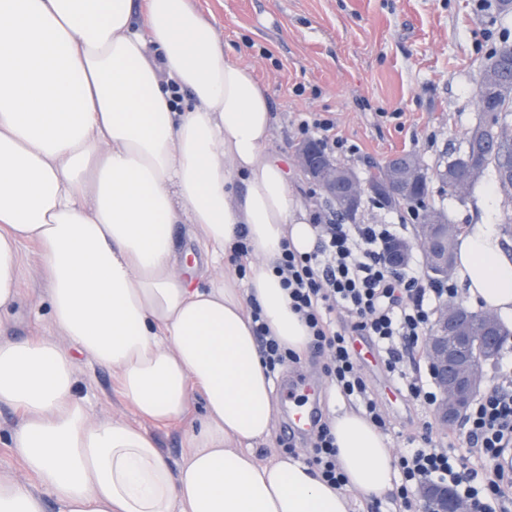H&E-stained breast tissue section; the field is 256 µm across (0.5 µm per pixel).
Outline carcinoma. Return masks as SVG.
Wrapping results in <instances>:
<instances>
[{
    "instance_id": "carcinoma-1",
    "label": "carcinoma",
    "mask_w": 512,
    "mask_h": 512,
    "mask_svg": "<svg viewBox=\"0 0 512 512\" xmlns=\"http://www.w3.org/2000/svg\"><path fill=\"white\" fill-rule=\"evenodd\" d=\"M479 74L485 81L483 94L476 95L480 112L478 122L470 127L463 136L461 146L448 151V159L435 169L438 183L448 197L464 200L489 171L493 172L491 182L498 192L501 185V159L512 161V146L505 147L496 142L497 131L509 125L512 117V97L499 96L498 102L491 106L488 99L494 89L500 85H512V65L505 63L502 49L495 46L485 52L478 65ZM474 173L464 192L457 191L454 174L466 168ZM389 209L405 210L416 216L418 224H448L450 220L444 207L438 206L430 198V184L424 186L410 199L387 205Z\"/></svg>"
}]
</instances>
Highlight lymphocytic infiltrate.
<instances>
[{
  "label": "lymphocytic infiltrate",
  "instance_id": "lymphocytic-infiltrate-1",
  "mask_svg": "<svg viewBox=\"0 0 512 512\" xmlns=\"http://www.w3.org/2000/svg\"><path fill=\"white\" fill-rule=\"evenodd\" d=\"M310 218L317 232L314 249L302 253L284 243L275 272L309 329V354L326 360L331 385L380 431H389L391 423L366 384L352 340L369 337L408 395L431 407L435 391L420 371H406L404 364L420 361L439 303L457 297L458 290L453 282L429 280L416 269L392 267L384 250L397 236L393 225L343 224L327 209L311 212ZM251 315L268 373L299 362L297 352L271 336L259 309ZM463 431L397 455L393 498L402 512H420L418 492L425 483L453 488L473 512H512V362L499 363L495 383L472 400ZM309 448L322 480L343 486L346 477L329 421L319 423Z\"/></svg>",
  "mask_w": 512,
  "mask_h": 512
}]
</instances>
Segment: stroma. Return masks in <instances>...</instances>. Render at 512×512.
Returning a JSON list of instances; mask_svg holds the SVG:
<instances>
[{"instance_id": "35a3bbf8", "label": "stroma", "mask_w": 512, "mask_h": 512, "mask_svg": "<svg viewBox=\"0 0 512 512\" xmlns=\"http://www.w3.org/2000/svg\"><path fill=\"white\" fill-rule=\"evenodd\" d=\"M213 25L226 54L252 68L275 114L269 150L284 158L291 186L305 199L312 183L298 170L295 117L324 115L357 153L336 160L359 175L397 153L418 155L427 167L443 161L479 118L476 103L480 56L502 38L512 39V19L477 8L478 0H190ZM303 95H296V87ZM22 277L19 315L0 318V340L39 335L67 346L48 315L34 245ZM362 371L389 418L393 450L421 438L432 410L399 394L380 359L365 358ZM77 394L95 419L140 424L112 373L85 356L76 358ZM203 412L193 400L189 415L150 425L166 456L179 461L186 432Z\"/></svg>"}]
</instances>
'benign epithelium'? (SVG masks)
I'll return each mask as SVG.
<instances>
[{
  "mask_svg": "<svg viewBox=\"0 0 512 512\" xmlns=\"http://www.w3.org/2000/svg\"><path fill=\"white\" fill-rule=\"evenodd\" d=\"M300 171L319 184L328 199H339L344 212L357 210L364 196L370 194L391 204L406 200L416 186L426 182L430 173L421 167L404 169L383 183L363 185L350 174L336 169V160L323 153L316 141H305L294 148ZM458 233L455 224H418L414 241L396 239L385 248V258L393 267L408 263L412 250L420 252L427 273L446 279L452 264L448 240ZM470 315L460 302H445L438 308L434 324L425 338L427 360L431 369L437 400L434 415L441 433L464 415L475 392L484 383L483 365L498 358L504 339L498 317L482 315L486 335L469 334ZM420 497L426 512H471V507L447 487L424 485Z\"/></svg>",
  "mask_w": 512,
  "mask_h": 512,
  "instance_id": "obj_1",
  "label": "benign epithelium"
}]
</instances>
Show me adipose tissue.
I'll list each match as a JSON object with an SVG mask.
<instances>
[{"label": "adipose tissue", "instance_id": "adipose-tissue-1", "mask_svg": "<svg viewBox=\"0 0 512 512\" xmlns=\"http://www.w3.org/2000/svg\"><path fill=\"white\" fill-rule=\"evenodd\" d=\"M273 125L264 87L189 0H0V313L19 306L22 246L35 245L72 344L0 340V406L28 476L0 477V512H349L348 492L392 488L389 441L357 411L331 420L345 489L251 451L274 407L247 305L304 351L273 267L283 240L304 253L316 239L267 155ZM178 224L214 266L245 233L246 278L177 275ZM455 272L468 301L512 319V253L494 224L466 225ZM77 352L116 375L143 421L182 420L200 394L180 462L142 425L90 419Z\"/></svg>", "mask_w": 512, "mask_h": 512}]
</instances>
